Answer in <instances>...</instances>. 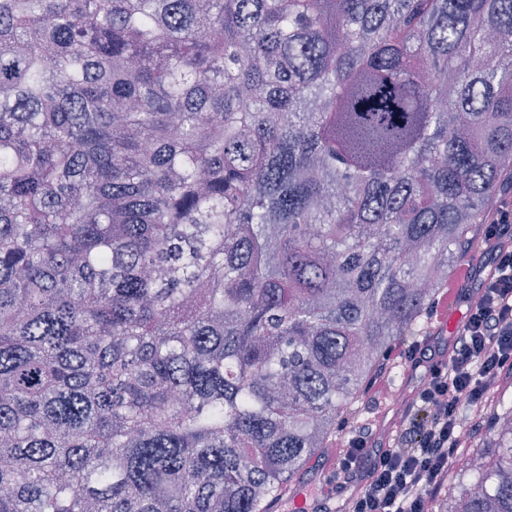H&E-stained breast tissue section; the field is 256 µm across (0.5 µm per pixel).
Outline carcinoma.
Masks as SVG:
<instances>
[{
  "label": "carcinoma",
  "instance_id": "carcinoma-1",
  "mask_svg": "<svg viewBox=\"0 0 512 512\" xmlns=\"http://www.w3.org/2000/svg\"><path fill=\"white\" fill-rule=\"evenodd\" d=\"M508 188L512 0H0V512H273Z\"/></svg>",
  "mask_w": 512,
  "mask_h": 512
}]
</instances>
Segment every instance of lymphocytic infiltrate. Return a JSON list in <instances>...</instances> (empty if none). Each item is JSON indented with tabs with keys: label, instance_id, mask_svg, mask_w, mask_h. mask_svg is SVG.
<instances>
[{
	"label": "lymphocytic infiltrate",
	"instance_id": "obj_1",
	"mask_svg": "<svg viewBox=\"0 0 512 512\" xmlns=\"http://www.w3.org/2000/svg\"><path fill=\"white\" fill-rule=\"evenodd\" d=\"M483 241L490 259L468 273L480 286L448 345L449 358L441 359L435 348L420 353L415 345L388 354L419 372L392 445L378 447L363 424L345 427L336 480L353 486L352 512H425L465 442L462 410L480 428L503 376L512 371V191L487 216Z\"/></svg>",
	"mask_w": 512,
	"mask_h": 512
}]
</instances>
